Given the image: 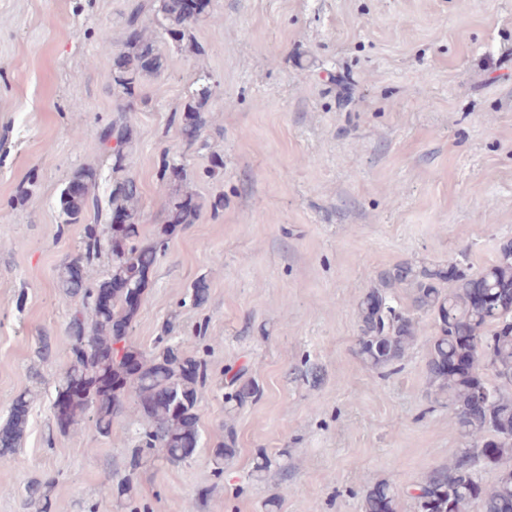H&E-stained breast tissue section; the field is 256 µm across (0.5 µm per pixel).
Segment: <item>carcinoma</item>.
Segmentation results:
<instances>
[{
	"mask_svg": "<svg viewBox=\"0 0 512 512\" xmlns=\"http://www.w3.org/2000/svg\"><path fill=\"white\" fill-rule=\"evenodd\" d=\"M160 11L169 21L163 35L183 50L199 51L187 35L193 18L187 0H160ZM128 34L115 57L112 80L122 94H132L140 74L153 75L162 68L156 52L157 35L139 26V16L128 18ZM195 99L188 102L181 118V134L198 141L208 125L205 106L212 95L210 78H197ZM99 140L112 157V189L107 203L92 193L97 172L82 168L74 173L59 197L65 224H80L87 217L79 253L58 272V288L74 302L65 329L68 363L56 387L52 407L59 430L64 431L83 417L91 420L96 433L112 436V426L124 411L130 395L145 422L139 432L141 447L132 455L138 468L146 456H161L171 463L192 457L199 444V387L207 378V363L189 357L167 343L155 341V352L144 353L131 335L132 322L144 300L149 273L167 248L166 236L180 224L193 223L199 205L192 195L169 202L167 224L161 237L149 246L138 244L139 190L127 172L130 128L120 121L105 126ZM115 146H110V142ZM185 168L176 162L163 164L162 186L181 181ZM120 214L124 220L111 221ZM110 255L112 271L92 281L89 269L102 253ZM383 287L371 288L356 303L360 321L357 354L372 371L387 376L397 371L419 331V321L401 310L390 291L395 285L412 290V306L430 315L436 327L427 360L428 385L435 399L453 406L463 446L454 459L436 467L414 488L417 512H512V241L499 247L496 260L477 273L456 264L454 273L443 265H397L384 273ZM483 298L472 297L473 289ZM109 296L100 305L96 298ZM226 403L242 405L260 394L259 385L237 372L229 381ZM30 394H18L8 417L0 423V459L12 457L29 421ZM234 451V439L212 450L214 472H224V457ZM497 471L493 483L483 473ZM53 481H34L27 486L26 508L51 512ZM398 491L390 480L370 487L361 512H396Z\"/></svg>",
	"mask_w": 512,
	"mask_h": 512,
	"instance_id": "cac0c4a2",
	"label": "carcinoma"
}]
</instances>
